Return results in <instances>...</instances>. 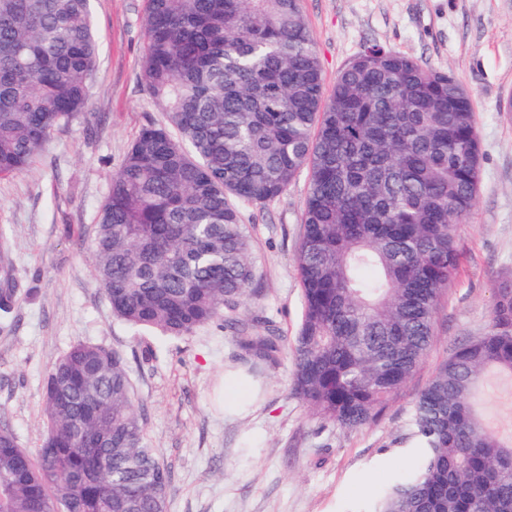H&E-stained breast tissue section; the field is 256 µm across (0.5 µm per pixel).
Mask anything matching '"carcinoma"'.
<instances>
[{"instance_id":"cac0c4a2","label":"carcinoma","mask_w":512,"mask_h":512,"mask_svg":"<svg viewBox=\"0 0 512 512\" xmlns=\"http://www.w3.org/2000/svg\"><path fill=\"white\" fill-rule=\"evenodd\" d=\"M91 16V0H0V176L86 111ZM144 26L140 77L166 122L139 132L99 212L112 315L185 337L237 313L255 265L236 202L269 203L306 168L291 394L324 424L373 423L425 357L458 266L483 160L469 91L375 43L324 94L299 0H146ZM253 327L244 361H277L274 325ZM492 370L512 377V281L489 330L417 395L419 464L368 512H512V436L477 407ZM43 406L34 456L0 425V512H167L170 476L120 353L72 345Z\"/></svg>"}]
</instances>
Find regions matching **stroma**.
<instances>
[{
    "mask_svg": "<svg viewBox=\"0 0 512 512\" xmlns=\"http://www.w3.org/2000/svg\"><path fill=\"white\" fill-rule=\"evenodd\" d=\"M326 87L368 43L452 73L473 95L483 162L475 206L456 229L460 263L443 293L429 351L371 425L322 424L291 394L290 345L302 312L295 257L309 173L265 205H242L255 296L235 316L174 338L113 317L91 243L110 177L131 142L164 114L140 79L145 0H92L99 56L89 107L55 129L21 173L0 176V422L28 452L41 446L43 395L78 342L125 356L148 438L171 481L168 512H363L417 463L407 438L417 393L459 342L488 330L494 290L512 276V0H299ZM270 317L277 362L243 365L239 328ZM252 396L225 408V376Z\"/></svg>",
    "mask_w": 512,
    "mask_h": 512,
    "instance_id": "35a3bbf8",
    "label": "stroma"
}]
</instances>
